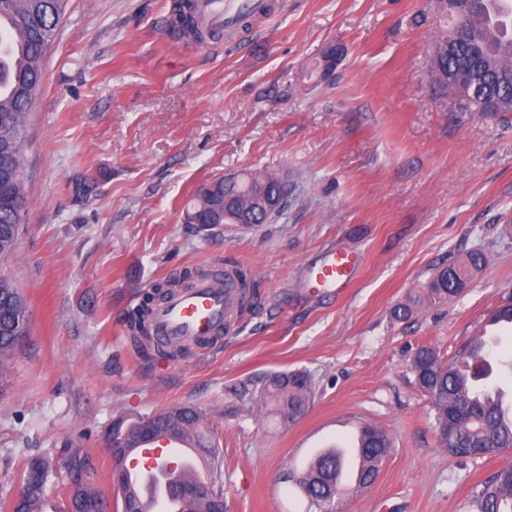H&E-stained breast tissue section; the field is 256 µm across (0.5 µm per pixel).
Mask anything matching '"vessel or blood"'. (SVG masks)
Segmentation results:
<instances>
[{"label": "vessel or blood", "mask_w": 512, "mask_h": 512, "mask_svg": "<svg viewBox=\"0 0 512 512\" xmlns=\"http://www.w3.org/2000/svg\"><path fill=\"white\" fill-rule=\"evenodd\" d=\"M183 11L193 16L199 26L218 28L226 35L240 32L244 20L265 23L277 11L275 0H187ZM359 267L357 255L331 251L317 260L312 269L311 286L322 293L348 287ZM240 292V282L229 271L198 279L193 287L180 289L157 301L151 308L146 326L153 340L204 347L229 330L234 322L233 303ZM137 451L149 457L142 468L129 470L130 489L142 499L161 506L164 512H182L184 501L169 487L170 473L179 470L192 479L204 473L206 462L198 449L182 438L169 434L161 447L141 442Z\"/></svg>", "instance_id": "b4317fda"}]
</instances>
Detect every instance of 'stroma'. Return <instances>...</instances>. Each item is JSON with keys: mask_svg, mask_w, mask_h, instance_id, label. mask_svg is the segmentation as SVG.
<instances>
[{"mask_svg": "<svg viewBox=\"0 0 512 512\" xmlns=\"http://www.w3.org/2000/svg\"><path fill=\"white\" fill-rule=\"evenodd\" d=\"M171 2L71 0L44 63L12 267L30 333L0 381V503L29 457L64 460L72 441L122 512L113 421L186 404L219 442L227 512H307L295 454L358 421L392 446L344 512H467L512 451L448 453L410 357L424 344L452 358L512 302V112H461L435 88V0H288L214 51L171 43ZM264 171L288 177L273 221L185 223L202 183ZM338 248L358 253L356 281L310 292V259ZM473 252L487 262L463 293L395 317ZM228 261L254 278L237 328L174 356L133 340L130 311L153 284ZM295 370L312 380L305 412L257 414L254 393Z\"/></svg>", "mask_w": 512, "mask_h": 512, "instance_id": "35a3bbf8", "label": "stroma"}]
</instances>
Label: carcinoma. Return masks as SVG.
<instances>
[{"label": "carcinoma", "mask_w": 512, "mask_h": 512, "mask_svg": "<svg viewBox=\"0 0 512 512\" xmlns=\"http://www.w3.org/2000/svg\"><path fill=\"white\" fill-rule=\"evenodd\" d=\"M441 12L452 6L459 17L451 19L450 29L441 32L433 43L439 69H431L434 85L457 94L441 72H459L465 77L463 112H512V20L504 17L507 4L502 0H467L465 4L437 0ZM69 0H0V16L8 15L10 29L17 41L12 52L0 57V176L4 177L0 194V379L14 359L20 339L29 331L27 300L11 273L19 253L21 224L28 206L24 146L26 119L44 78L47 51L56 41ZM264 187L269 195L280 193V186L270 180V173L252 175L224 185V177L202 184L190 200L185 217L190 224L202 219L206 224H230L224 219V198L230 205L244 206L250 191ZM486 262L482 254H472L465 261L437 270L425 288L423 299L440 302L456 296V285H465L473 272ZM204 275L201 270H187L178 279L166 280L146 293L144 305L134 315V322L145 330L149 304L175 288H190ZM487 341L476 336L451 360L443 359L432 346L422 345L413 353L410 369L420 390L428 397L434 412L441 445L460 458L498 456L512 450V411L506 413L493 399L494 390L473 393L466 384L469 372L483 380L492 373ZM313 394L310 377L301 371L271 377L259 392L261 407L273 406V413L293 422L301 416ZM152 436L179 431L196 440V448L208 460L209 470L202 482L212 483L213 494L223 496L224 472L217 464L216 445L204 426L201 410L185 405L161 409L125 424V434L109 432L108 447L130 453L140 443L143 425ZM388 433L376 426L364 428L362 452L371 461L358 482L366 488L374 483L388 453ZM70 460L87 475V482L77 494L66 492L63 512H104V494L95 487V471L86 453L66 444ZM54 458L37 455L22 468L20 481L40 473L28 495L14 512H44L45 488L52 475ZM344 458L334 453L320 457L314 472L301 475L296 484L308 500V512H329V508L350 493L340 481ZM111 484L121 498L122 512H143L150 503L137 497L127 486V473H111ZM472 512H512V464L501 467L492 480L473 492Z\"/></svg>", "instance_id": "cac0c4a2"}]
</instances>
